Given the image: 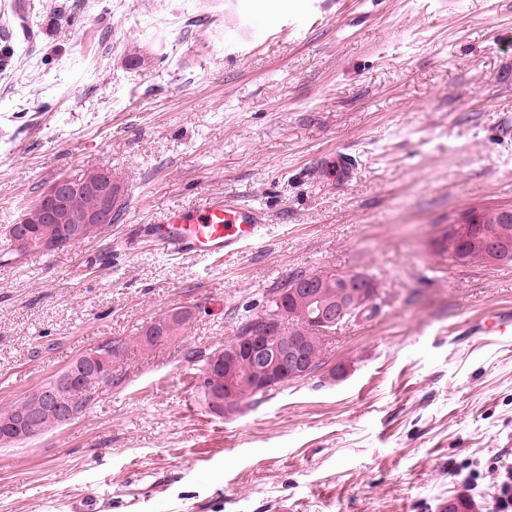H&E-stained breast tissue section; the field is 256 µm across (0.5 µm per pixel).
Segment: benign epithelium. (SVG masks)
<instances>
[{"label":"benign epithelium","instance_id":"7a95c632","mask_svg":"<svg viewBox=\"0 0 512 512\" xmlns=\"http://www.w3.org/2000/svg\"><path fill=\"white\" fill-rule=\"evenodd\" d=\"M79 194L94 197L96 207L85 211L75 209L70 197ZM120 194L121 187L110 171H89L76 185L65 176L58 178L44 187L32 209L39 214L37 223L61 225L60 235L53 238L36 236L31 232V220L26 216L12 232L15 251L23 256L33 249L54 251L72 247L84 240L88 225H111L115 201ZM476 223L478 216L473 211L458 217L448 225L447 234L433 242V248L439 250L448 239L466 237L471 225ZM483 249L490 264H499L512 256L494 240L485 241ZM376 294L367 278L352 274L340 279V290L334 300L324 299L316 283L309 279L296 282L289 289V295L302 296L313 305L305 315V324L286 336L278 335L279 324L286 325L293 317L288 300H281L273 320L258 321L249 334L224 349V355L215 358L204 375V390L210 397L209 409L224 413L226 418L240 411L241 401L236 386L244 362L252 368L250 380L256 393L264 394L274 387L310 376L315 371V363L308 353L307 331L324 332L334 327L347 315L355 314L358 308L371 304ZM188 316L189 312L183 308L169 311L166 321L145 325L143 339L155 344L169 340L164 335L166 324L184 323ZM107 349L106 343L99 344L83 355L80 365V369L96 373L100 386L112 379V359ZM86 393L87 388L82 386L79 375L71 370L64 371L55 387L42 385L27 395L34 403V411L10 415L4 422L17 433L16 439L26 440L44 432L42 422L45 420L53 422L55 428L70 423L74 419V405L84 399Z\"/></svg>","mask_w":512,"mask_h":512}]
</instances>
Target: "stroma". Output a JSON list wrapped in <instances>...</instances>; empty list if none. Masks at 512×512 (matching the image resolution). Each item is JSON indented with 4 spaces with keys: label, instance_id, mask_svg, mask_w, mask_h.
I'll return each instance as SVG.
<instances>
[{
    "label": "stroma",
    "instance_id": "stroma-1",
    "mask_svg": "<svg viewBox=\"0 0 512 512\" xmlns=\"http://www.w3.org/2000/svg\"><path fill=\"white\" fill-rule=\"evenodd\" d=\"M90 169L127 191L111 227L0 264V410L123 352L71 423L0 444V512H497L512 335L481 323L512 316V264L429 243L512 209V0H0V233ZM210 193L264 209L258 247L214 264L135 239ZM309 271L367 275L376 314L325 337L314 375L213 416L191 351ZM176 306L180 335L138 345ZM107 349H109V346L102 342L93 351L84 354L82 357L80 370L82 371L86 368L96 373L97 388L110 382L112 379V359L106 352Z\"/></svg>",
    "mask_w": 512,
    "mask_h": 512
}]
</instances>
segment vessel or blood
I'll use <instances>...</instances> for the list:
<instances>
[{
	"mask_svg": "<svg viewBox=\"0 0 512 512\" xmlns=\"http://www.w3.org/2000/svg\"><path fill=\"white\" fill-rule=\"evenodd\" d=\"M265 224L258 207L218 193L205 195L197 205L161 212L142 233L171 254L221 260L259 244Z\"/></svg>",
	"mask_w": 512,
	"mask_h": 512,
	"instance_id": "1",
	"label": "vessel or blood"
}]
</instances>
